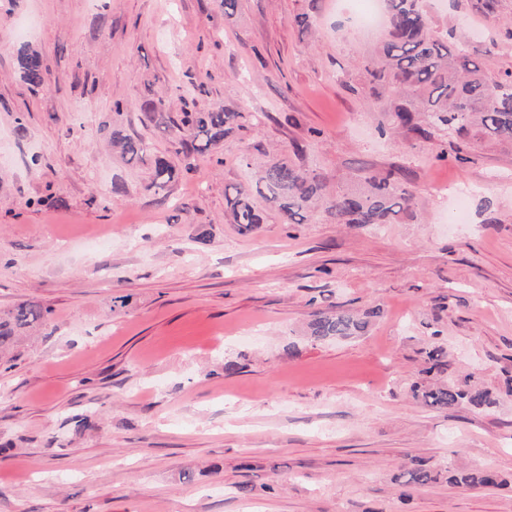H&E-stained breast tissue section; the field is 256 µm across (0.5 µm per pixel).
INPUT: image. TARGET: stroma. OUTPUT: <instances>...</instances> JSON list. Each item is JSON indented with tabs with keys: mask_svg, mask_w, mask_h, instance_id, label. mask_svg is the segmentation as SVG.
Masks as SVG:
<instances>
[{
	"mask_svg": "<svg viewBox=\"0 0 512 512\" xmlns=\"http://www.w3.org/2000/svg\"><path fill=\"white\" fill-rule=\"evenodd\" d=\"M356 0H0V309L50 321L0 367V512H512V398L431 409L410 386L425 352L491 392L512 378V144L382 132L387 95L364 61L382 36ZM467 23L489 75L512 37L477 0H431ZM43 58L32 90L16 49ZM171 114L223 105L262 126L192 158L164 195L111 132L156 137ZM305 152L295 155L294 144ZM278 154L352 189L403 176L397 224L231 223L224 188ZM477 184L470 220L451 193ZM371 313L314 340L318 310ZM91 416V428L76 419ZM486 468L497 488L440 482L402 499L413 463ZM249 485L241 493V485Z\"/></svg>",
	"mask_w": 512,
	"mask_h": 512,
	"instance_id": "obj_1",
	"label": "stroma"
}]
</instances>
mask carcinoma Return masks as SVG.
<instances>
[{
	"label": "carcinoma",
	"instance_id": "cac0c4a2",
	"mask_svg": "<svg viewBox=\"0 0 512 512\" xmlns=\"http://www.w3.org/2000/svg\"><path fill=\"white\" fill-rule=\"evenodd\" d=\"M388 29L379 49L367 61L368 74L388 93L385 112L387 130H403L429 138L446 132L468 139L481 136L512 143V71L492 78L471 59L469 45L455 29L440 35L424 0H383ZM498 0H478L483 15L512 31V21L497 15ZM21 78L36 88L49 86L48 70L38 52L18 49ZM154 111L155 131L165 137L176 154L189 158L208 155L226 136L247 125L259 126L265 114L241 112L216 106L208 112L185 110L178 121L163 112L162 99L149 100ZM112 146L126 162H151L150 187L164 188L191 171L192 164L178 169L165 155H150V145L140 136L112 133ZM276 207L287 224H309L327 215L338 224H395L400 214L413 206V195L393 173L363 177L360 186L343 193L331 191L326 179L308 173L284 160H271L258 171L254 182L227 187L225 196L232 223L253 228L262 223L254 196ZM50 310L32 301L0 310V363H8L10 351L26 331L49 321ZM368 320L336 310L316 312L307 325L314 339H337L360 335ZM414 396L427 407L453 409L465 405L491 410L499 398L466 380L443 384L413 385ZM442 472L422 463L402 475L403 494L440 482ZM448 482L469 487H496L501 476L482 469L456 472Z\"/></svg>",
	"mask_w": 512,
	"mask_h": 512
}]
</instances>
